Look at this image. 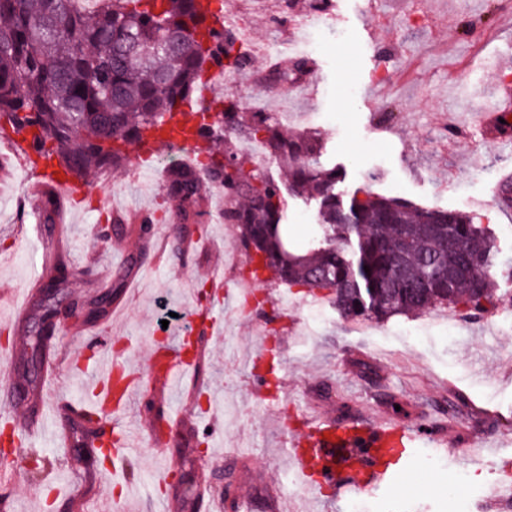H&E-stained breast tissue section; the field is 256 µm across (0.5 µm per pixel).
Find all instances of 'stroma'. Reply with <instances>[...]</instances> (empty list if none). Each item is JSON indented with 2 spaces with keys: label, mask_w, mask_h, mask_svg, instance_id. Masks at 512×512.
Instances as JSON below:
<instances>
[{
  "label": "stroma",
  "mask_w": 512,
  "mask_h": 512,
  "mask_svg": "<svg viewBox=\"0 0 512 512\" xmlns=\"http://www.w3.org/2000/svg\"><path fill=\"white\" fill-rule=\"evenodd\" d=\"M223 2L227 15L248 13L265 50L250 55L245 73H225L215 100L231 94L257 112L293 111L291 129L318 133L322 162L343 169L338 190L368 183L419 205L477 215L512 257V209H499L491 194L512 175V154L499 150L500 136L480 120L496 86L512 83V0H327L319 13L308 0H270L258 12L249 0ZM416 8L424 17L413 25L406 16ZM287 40L292 58L318 66L308 96H301V84L278 86L268 74ZM9 170L0 183V356L23 347L15 303L41 272L33 230L42 221L37 173L15 155ZM161 182L160 170L128 168L75 182L81 202L69 213L66 242L79 274L69 290L93 296L90 268L135 281L128 304L101 324L113 361L137 374L118 426L144 440L152 429L144 405L150 397L161 413L181 411L185 427L164 443L144 440L131 456L103 458L90 486L72 481V449L20 433L17 463L0 467V497L17 500L20 512H68L77 497L86 512H181L171 487L154 482L162 468L177 470L179 449L189 448L204 454L194 473L209 482L213 497L198 512H222L230 482L256 501L273 487L311 512H351V500L336 498L331 488L312 495L292 469L287 443L301 436L303 417L338 424L364 417L437 433L459 456L417 461L386 494L360 495L362 512H512L499 486L500 462L512 461V322L505 319L512 280L498 278L501 300L493 312L451 323L442 308L356 323L329 304L313 313L309 292L259 283L261 307L214 308L224 335L203 341L205 370L193 376L201 395L191 402L146 379L153 345L168 337L156 325V301L199 304L213 273L223 275L231 292L249 268L235 229L210 209L187 252L171 220L155 223L146 255L137 238L96 237L108 211L168 210ZM135 254L141 261L133 271L119 268ZM81 349L80 327H68L57 338V375L39 392L59 421L65 402H84L102 372L77 368ZM482 439L488 448L474 450ZM228 454L245 462L247 472L225 467Z\"/></svg>",
  "instance_id": "obj_1"
}]
</instances>
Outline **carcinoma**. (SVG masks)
Here are the masks:
<instances>
[{"label": "carcinoma", "mask_w": 512, "mask_h": 512, "mask_svg": "<svg viewBox=\"0 0 512 512\" xmlns=\"http://www.w3.org/2000/svg\"><path fill=\"white\" fill-rule=\"evenodd\" d=\"M205 2L98 0L90 17L78 0H0V133L8 125L24 135L39 158L69 180L126 167L131 144L175 137L173 110L202 81L207 61L236 72L247 66L232 55L225 35L205 27ZM171 38L172 50L166 47ZM305 67L302 60L274 79L291 84ZM229 134L261 143L284 179L245 174L244 158L224 148ZM197 135L207 162L168 164L162 193L177 204L174 219L198 232L201 202L213 190L222 192L224 223L236 227L252 278L266 274L290 288L323 291L355 321L438 307L481 316L497 307L493 270L503 259L494 235L473 215L415 205L368 186L341 193L336 168L320 162L317 134L290 136L280 118L244 112L230 96L214 121L201 118ZM290 197L317 205L318 231L303 254L291 248L284 228ZM494 198L511 209L512 182H501ZM57 206L53 189L43 200L44 223H55ZM451 238L471 249L450 251ZM73 275L70 263L56 258L32 305L38 328L27 330L23 364L42 368L54 339L52 298ZM123 291L117 282L81 303L85 323L107 320ZM95 418L87 407L76 431L75 463L89 475L97 460L84 448L96 436Z\"/></svg>", "instance_id": "carcinoma-1"}]
</instances>
